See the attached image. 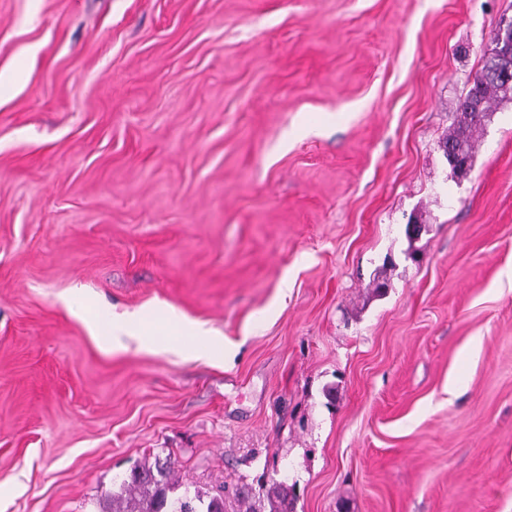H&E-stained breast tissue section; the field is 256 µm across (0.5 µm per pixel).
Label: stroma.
Instances as JSON below:
<instances>
[{
    "mask_svg": "<svg viewBox=\"0 0 512 512\" xmlns=\"http://www.w3.org/2000/svg\"><path fill=\"white\" fill-rule=\"evenodd\" d=\"M510 18L0 0V512H102L158 456L257 512L282 478L294 512H512V100L466 173L442 150ZM137 314L172 350L105 347ZM169 319L173 324H175V326H177V328L183 331V333H188L191 336H195L201 340V344L198 346L182 348V355L187 357L205 356L206 348L214 344L212 339L209 337L210 334H208L206 331L190 329L182 319L175 315H170Z\"/></svg>",
    "mask_w": 512,
    "mask_h": 512,
    "instance_id": "1",
    "label": "stroma"
}]
</instances>
